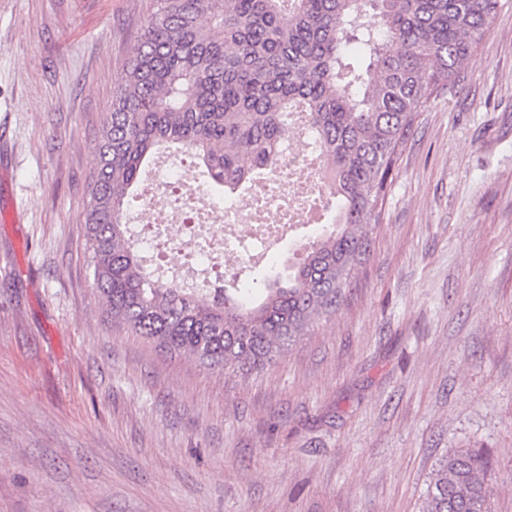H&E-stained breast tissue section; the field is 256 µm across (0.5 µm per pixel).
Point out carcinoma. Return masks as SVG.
Returning <instances> with one entry per match:
<instances>
[{
	"label": "carcinoma",
	"instance_id": "1",
	"mask_svg": "<svg viewBox=\"0 0 512 512\" xmlns=\"http://www.w3.org/2000/svg\"><path fill=\"white\" fill-rule=\"evenodd\" d=\"M153 2L99 130L85 212L93 289L115 329L214 369L260 370L346 300L419 113L482 45L499 0ZM296 109L335 203L300 261L224 288L161 281L128 218L156 155L194 153L208 194L245 191L277 172ZM487 469L475 449L443 456L422 512H489Z\"/></svg>",
	"mask_w": 512,
	"mask_h": 512
}]
</instances>
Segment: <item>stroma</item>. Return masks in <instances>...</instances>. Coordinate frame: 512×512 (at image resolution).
<instances>
[{
	"mask_svg": "<svg viewBox=\"0 0 512 512\" xmlns=\"http://www.w3.org/2000/svg\"><path fill=\"white\" fill-rule=\"evenodd\" d=\"M151 3L0 0V512H420L464 448L512 512V0L420 114L347 301L232 376L113 332L84 257Z\"/></svg>",
	"mask_w": 512,
	"mask_h": 512,
	"instance_id": "obj_1",
	"label": "stroma"
}]
</instances>
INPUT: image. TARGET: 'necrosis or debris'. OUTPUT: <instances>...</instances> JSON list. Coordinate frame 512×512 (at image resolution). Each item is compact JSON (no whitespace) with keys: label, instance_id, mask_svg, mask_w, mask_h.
Segmentation results:
<instances>
[{"label":"necrosis or debris","instance_id":"obj_1","mask_svg":"<svg viewBox=\"0 0 512 512\" xmlns=\"http://www.w3.org/2000/svg\"><path fill=\"white\" fill-rule=\"evenodd\" d=\"M181 182L187 188L184 197L165 202L153 180L143 201L149 212L148 252L171 250L178 270L184 273L244 268L249 258L236 248L242 240L239 225H248L251 238L266 244L286 235L294 225L315 223L323 196L318 160L309 151L288 153L279 175L232 198L222 208L205 201L193 187L190 172H183Z\"/></svg>","mask_w":512,"mask_h":512}]
</instances>
